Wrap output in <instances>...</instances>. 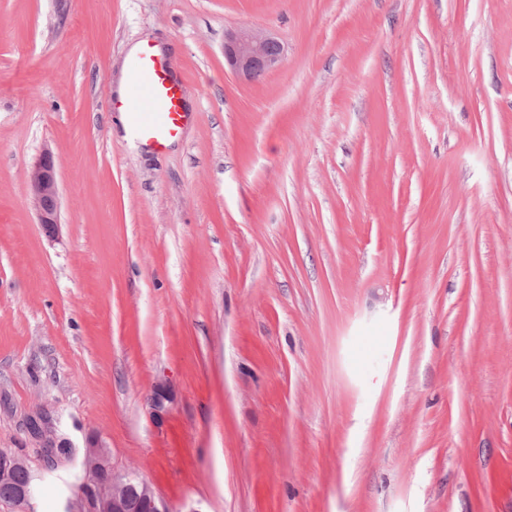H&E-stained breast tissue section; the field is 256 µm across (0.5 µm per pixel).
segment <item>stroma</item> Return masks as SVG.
<instances>
[{
	"label": "stroma",
	"mask_w": 512,
	"mask_h": 512,
	"mask_svg": "<svg viewBox=\"0 0 512 512\" xmlns=\"http://www.w3.org/2000/svg\"><path fill=\"white\" fill-rule=\"evenodd\" d=\"M145 38L160 154L112 129ZM39 405L167 512H512V0H0V448L64 512ZM224 58L235 74L256 80L282 65L285 48L277 38L264 30L245 27L226 34ZM148 41L134 44L128 51V58H134ZM153 51L160 54L158 47ZM151 50H144L131 64L130 73L124 66L116 86L118 95L127 88L124 101L112 98V110L125 112L128 130L137 141L145 142L155 152L166 150L178 139L185 126L192 119L184 103L182 85L170 73L164 58ZM29 185L37 203L39 223L52 233L59 224V186L50 152H45L34 164ZM32 422L34 427H31ZM25 432L33 448H39L43 462V468L47 472L59 469L60 466L69 464L73 459L74 444L62 434L60 438L57 431L60 432L58 420L47 409L38 406L34 411L29 413L23 423ZM70 448L69 454L58 453L54 450L43 451L42 448Z\"/></svg>",
	"instance_id": "obj_1"
}]
</instances>
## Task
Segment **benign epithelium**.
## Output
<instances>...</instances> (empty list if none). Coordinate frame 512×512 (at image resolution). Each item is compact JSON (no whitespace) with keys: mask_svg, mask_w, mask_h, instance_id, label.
Returning <instances> with one entry per match:
<instances>
[{"mask_svg":"<svg viewBox=\"0 0 512 512\" xmlns=\"http://www.w3.org/2000/svg\"><path fill=\"white\" fill-rule=\"evenodd\" d=\"M224 58L235 74L255 80L282 65L284 45L257 27L239 28L226 34ZM30 190L38 207L39 223L48 232L59 224V186L53 155L44 153L29 175ZM31 445L41 449L43 468L59 469L73 459V442L59 437L58 420L41 406L24 421ZM85 469L78 483L80 491L67 500L64 512H168L160 508L153 487L133 474L111 469L108 453L97 441H89L85 450ZM28 462L10 448H0V484L12 480L16 469Z\"/></svg>","mask_w":512,"mask_h":512,"instance_id":"benign-epithelium-1","label":"benign epithelium"}]
</instances>
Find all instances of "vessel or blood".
Instances as JSON below:
<instances>
[{
    "instance_id": "vessel-or-blood-1",
    "label": "vessel or blood",
    "mask_w": 512,
    "mask_h": 512,
    "mask_svg": "<svg viewBox=\"0 0 512 512\" xmlns=\"http://www.w3.org/2000/svg\"><path fill=\"white\" fill-rule=\"evenodd\" d=\"M112 108L125 113L135 140L157 152L178 139L192 119L181 84L172 77L166 60L150 50L133 60L127 96L113 100Z\"/></svg>"
}]
</instances>
